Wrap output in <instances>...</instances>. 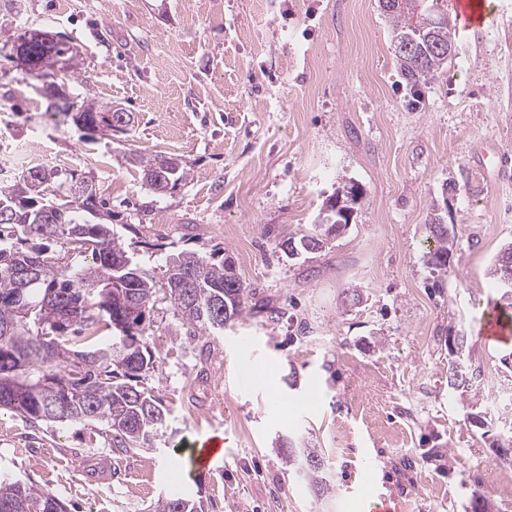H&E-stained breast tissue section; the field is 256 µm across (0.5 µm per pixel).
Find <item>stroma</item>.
<instances>
[{"label": "stroma", "instance_id": "1", "mask_svg": "<svg viewBox=\"0 0 512 512\" xmlns=\"http://www.w3.org/2000/svg\"><path fill=\"white\" fill-rule=\"evenodd\" d=\"M484 27L457 26L454 55L428 83L403 77L378 0H0V186L38 138L46 166L91 177L125 250L165 282L169 254L231 257L246 289L223 332L186 335L158 298L144 387L166 424L152 446L113 450L99 424L33 427L0 415V473L31 478L67 512H148L161 497L205 512H468L512 462L492 446L512 421L511 344L486 341L489 274L512 242V182L475 147L512 152V0ZM60 35L74 59L30 70L12 42ZM86 94L132 112L128 132L77 128L46 93ZM181 159L188 178L157 194L124 156ZM362 196L348 231L289 258L280 244L314 223L346 181ZM456 231L433 272L430 213ZM467 338L476 376L448 391V338ZM267 368L256 383L251 367ZM489 412L483 429L469 416ZM217 434L224 458L189 474L188 441ZM320 449L330 493L289 472L281 444ZM105 455L114 477L82 475Z\"/></svg>", "mask_w": 512, "mask_h": 512}]
</instances>
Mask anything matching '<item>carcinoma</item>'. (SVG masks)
Masks as SVG:
<instances>
[{
  "label": "carcinoma",
  "instance_id": "carcinoma-1",
  "mask_svg": "<svg viewBox=\"0 0 512 512\" xmlns=\"http://www.w3.org/2000/svg\"><path fill=\"white\" fill-rule=\"evenodd\" d=\"M391 22L395 57L411 82L427 83L448 65L455 25L448 14L428 10L424 0H402L383 10ZM411 45L407 53L399 44ZM69 53L64 42L40 52L33 63L50 69ZM60 111L72 113L87 131L112 129L116 112L109 102L86 97L80 106L65 101ZM145 185L162 194L188 176L175 157L132 153ZM59 171L38 169L30 180L0 186V203L12 206L0 217V414L19 415L36 427L41 423H101L113 447L125 451L149 447L163 429L167 411L141 386L142 372L154 366L147 346L145 321L157 295L168 299L191 336L224 330L244 307L245 288L220 261L183 251L167 261V279L158 285L145 263L129 255L113 231L100 221L103 201L93 180L72 171L65 175L67 200L54 202ZM435 246L428 263L447 272L455 229L433 212ZM317 225L301 228L282 247L304 250ZM88 254L81 266L61 264L46 255L50 244ZM20 266H35L39 277L27 288L15 278ZM111 333L101 341L100 332ZM286 464L319 492L330 490L323 457L316 448L288 447ZM0 512H67L66 505L34 481L0 474ZM153 512H203L201 502L180 495L159 499Z\"/></svg>",
  "mask_w": 512,
  "mask_h": 512
}]
</instances>
